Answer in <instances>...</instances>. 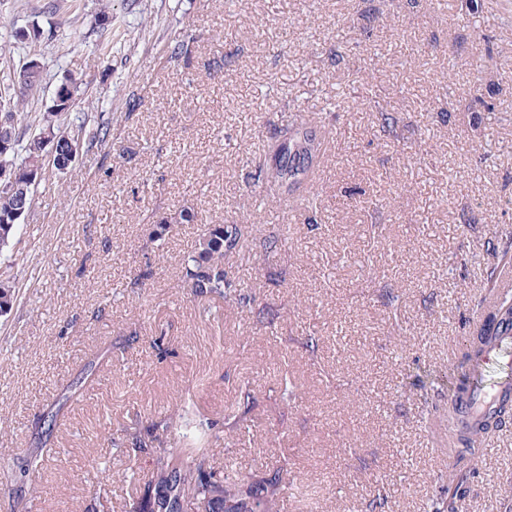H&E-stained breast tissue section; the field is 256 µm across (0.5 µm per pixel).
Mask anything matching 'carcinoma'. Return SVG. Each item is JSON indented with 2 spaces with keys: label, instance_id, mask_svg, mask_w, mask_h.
<instances>
[{
  "label": "carcinoma",
  "instance_id": "carcinoma-1",
  "mask_svg": "<svg viewBox=\"0 0 512 512\" xmlns=\"http://www.w3.org/2000/svg\"><path fill=\"white\" fill-rule=\"evenodd\" d=\"M196 37L179 40L171 47L169 61L174 65L190 58ZM76 83H61L55 94L49 116L43 119L38 135L58 136L61 128L58 117L68 113L75 104ZM12 104L8 109V132L0 133V169L13 177L10 186L0 189V254L14 245L21 220L14 219L15 190L26 191L33 198L41 164V142L30 137L25 140L17 133L25 119L19 106L26 94L8 95ZM301 133L316 134L312 123L295 117L278 128L264 146V162L253 174L256 181H264L279 194L293 196L308 176L318 146L307 148L297 141ZM241 229L236 224H210L199 237L196 247L184 262L182 284L197 298L222 299L231 307L248 308L251 298L242 293L243 285L228 278L224 259L239 246ZM18 293L10 282L0 281V315H6L16 305ZM512 330V293L503 294L498 304L485 313L464 340L461 356L450 368L448 387V427L457 432L456 461L448 471L434 476L442 485L454 483L455 471L462 462L476 465L485 447L487 436L512 427V401L502 399L494 410L476 424L462 418L459 403L472 387L486 381V365L482 358L493 342V337ZM96 363L89 362L80 376L66 385L65 399L83 393L84 384L94 375ZM243 403L238 416L228 424V430L238 434L250 431L246 424L252 394L241 392ZM61 409L42 413L35 427L49 436L58 423ZM112 447L132 458L143 457L148 464V477L140 487V495L129 503L128 512H282L288 498L301 495V489L312 488L308 482L295 483L288 470V462L270 471L264 477H229L212 465L214 443L210 428L197 427L180 406L171 407L151 422L146 432L129 427L112 434ZM54 449L47 446L32 451L25 467L17 470L7 458L0 459V483L12 482L33 475L51 458Z\"/></svg>",
  "mask_w": 512,
  "mask_h": 512
}]
</instances>
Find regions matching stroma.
Listing matches in <instances>:
<instances>
[{
  "instance_id": "35a3bbf8",
  "label": "stroma",
  "mask_w": 512,
  "mask_h": 512,
  "mask_svg": "<svg viewBox=\"0 0 512 512\" xmlns=\"http://www.w3.org/2000/svg\"><path fill=\"white\" fill-rule=\"evenodd\" d=\"M58 3L0 0V76L30 54L44 65L27 134L72 79L68 127L105 123L110 136L74 170L44 161L0 254V281L19 292L0 317V455L38 446L37 416L97 354L111 358L80 401L61 404L56 454L26 512H101L105 487L112 512H126L132 463L104 433L184 402L212 423L219 470L255 477L284 458L314 482L319 508L290 500L285 512H364L379 493L385 512H425L452 460L448 394L421 396L414 382L449 369L485 303L512 290L500 248L512 234V0ZM33 25L47 38L14 39ZM191 33L193 53L174 67L169 47ZM369 61L387 109L362 92ZM475 76L495 113L472 103ZM292 113L317 127L321 151L294 198H273L248 174ZM478 144L493 153L482 165ZM188 208L196 223L181 222ZM160 217L173 230L157 240ZM222 223L243 230L225 270L255 313L180 286L199 235ZM269 236L278 249L263 247ZM285 374L287 406L275 393ZM245 387L252 428L238 438L225 423ZM465 482L466 499L444 495L453 512H512V430Z\"/></svg>"
}]
</instances>
